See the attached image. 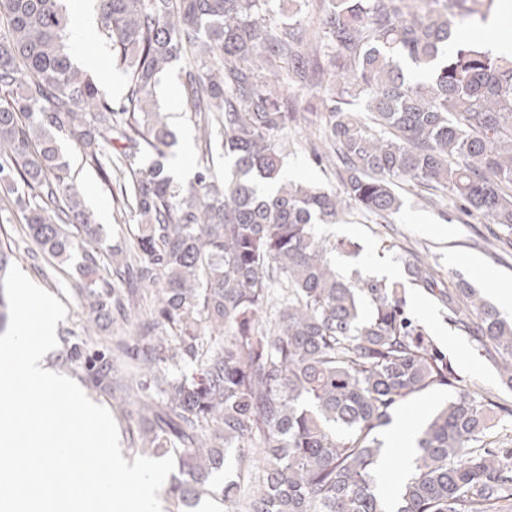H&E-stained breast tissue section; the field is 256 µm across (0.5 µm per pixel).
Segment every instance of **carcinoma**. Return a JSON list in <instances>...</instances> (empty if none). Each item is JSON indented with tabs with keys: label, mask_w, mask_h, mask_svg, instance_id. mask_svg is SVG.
I'll return each instance as SVG.
<instances>
[{
	"label": "carcinoma",
	"mask_w": 512,
	"mask_h": 512,
	"mask_svg": "<svg viewBox=\"0 0 512 512\" xmlns=\"http://www.w3.org/2000/svg\"><path fill=\"white\" fill-rule=\"evenodd\" d=\"M98 35L125 77L113 100L74 66L63 0H0V203L57 265L76 257L84 330L128 320L155 287L136 342L111 340L87 374L136 407L133 452L173 456L165 497L197 512H512V448L501 406L465 385L426 327L406 315L405 288L336 269L353 252L317 229L352 210L383 220L400 181L451 199L504 228L512 250V57L462 38L495 0H97ZM192 55L184 101L201 155L234 159L220 181L202 166L177 183L165 168L173 133L156 105L166 68ZM325 91L308 149L342 172L339 187L281 179L297 141L288 93ZM112 186L129 239L101 259L59 141ZM12 255L0 248L3 279ZM411 279L435 293L512 390V321L461 280L445 289L416 260ZM191 372L170 375L173 368ZM457 389L421 427L394 501L378 490L379 438L396 408L433 388ZM233 478L220 483L215 475Z\"/></svg>",
	"instance_id": "carcinoma-1"
}]
</instances>
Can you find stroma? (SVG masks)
<instances>
[{"instance_id": "1", "label": "stroma", "mask_w": 512, "mask_h": 512, "mask_svg": "<svg viewBox=\"0 0 512 512\" xmlns=\"http://www.w3.org/2000/svg\"><path fill=\"white\" fill-rule=\"evenodd\" d=\"M94 26L72 29L70 45L73 59H80L84 48L94 45L103 58L100 69L93 75L102 92L119 97L123 77L113 70L106 41L95 40ZM189 67L188 59H180L163 75L158 97L164 111L170 114L174 135L168 150L169 162L187 156L192 172H199L201 158L196 147V131L190 115L181 102V81ZM71 169L76 172V183L87 204L99 203L109 211L108 221L102 226L103 237L95 245L99 255H106L110 246L125 234V224L119 223L111 210L112 197L93 171L84 167L82 155L72 145H64ZM402 206L388 222L377 223L373 217L351 213L346 223L324 224L320 232L327 239H348L356 242L353 254L340 253L336 266L344 273L359 272L370 277L372 270L392 268L398 281L406 285L409 314L424 324L437 343L444 348L457 365L465 383L479 385L495 394L499 401L512 404V391L501 386L493 363L482 355L471 339L449 323L447 311L429 290L410 284L405 273L406 261L419 258L431 263L440 274L445 287L451 288L459 280L468 281L486 302H494L498 288L512 287V252L503 253L494 247L501 228L466 215L450 202L438 205L425 203L418 189L402 186ZM17 213L0 211V246L10 249L17 263L37 285L53 294L68 310L67 317L58 324L57 347L48 360L53 367L86 383L83 360L72 358L74 349H82L85 356L101 353V337L89 338L83 334L86 315L81 299L72 286L74 267L53 265L37 250L21 228ZM449 388H434L413 397L396 409L392 416L393 427L409 438H417L418 428L437 404L449 398Z\"/></svg>"}]
</instances>
